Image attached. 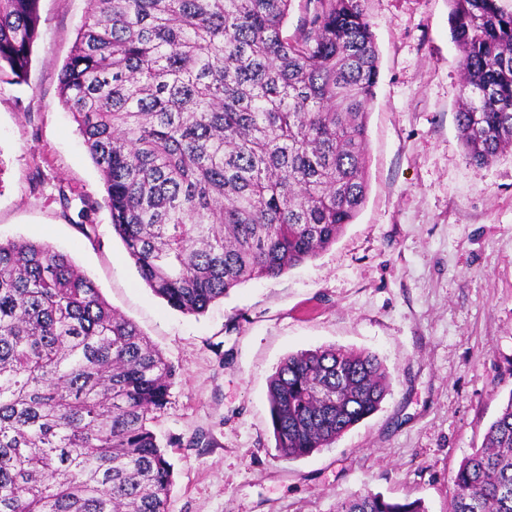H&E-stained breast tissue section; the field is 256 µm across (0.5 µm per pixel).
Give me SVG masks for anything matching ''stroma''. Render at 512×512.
I'll list each match as a JSON object with an SVG mask.
<instances>
[{
	"mask_svg": "<svg viewBox=\"0 0 512 512\" xmlns=\"http://www.w3.org/2000/svg\"><path fill=\"white\" fill-rule=\"evenodd\" d=\"M362 5L380 58L364 206L317 258L199 316L142 282L106 209L89 240L54 199L60 181L104 194L59 97L88 0H39L23 81L0 77V239L69 254L176 370L152 423L173 466L168 512H335L366 489L448 512L452 472L512 396V153L465 155L450 0ZM328 346L377 355L390 392L330 447L282 458L269 380L289 354ZM200 432L209 445H193Z\"/></svg>",
	"mask_w": 512,
	"mask_h": 512,
	"instance_id": "stroma-1",
	"label": "stroma"
}]
</instances>
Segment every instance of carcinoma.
<instances>
[{
  "label": "carcinoma",
  "instance_id": "obj_1",
  "mask_svg": "<svg viewBox=\"0 0 512 512\" xmlns=\"http://www.w3.org/2000/svg\"><path fill=\"white\" fill-rule=\"evenodd\" d=\"M89 0L59 94L149 288L199 315L330 248L368 190L379 53L362 0ZM469 160L512 151V8L451 0ZM39 0H0V75L22 80ZM174 367L44 241L0 240V512H168L150 428ZM390 390L369 352L290 354L269 383L277 450L327 448ZM448 512H512V394L452 476ZM336 512H425L355 493Z\"/></svg>",
  "mask_w": 512,
  "mask_h": 512
}]
</instances>
